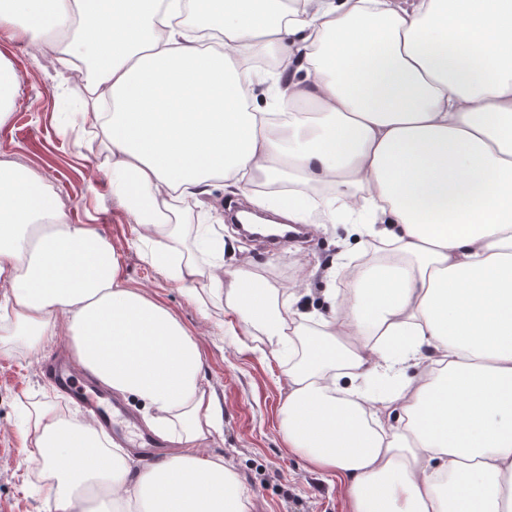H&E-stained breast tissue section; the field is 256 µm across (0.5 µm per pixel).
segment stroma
Wrapping results in <instances>:
<instances>
[{"mask_svg": "<svg viewBox=\"0 0 512 512\" xmlns=\"http://www.w3.org/2000/svg\"><path fill=\"white\" fill-rule=\"evenodd\" d=\"M55 56V44L35 56L11 30L0 31V57L21 76L13 115L0 126V154H8L51 186L72 222L93 225L109 239L127 286L142 289L167 307L197 340L205 381L224 408V427L208 450L223 455L248 489L249 512H351L341 486L324 482L284 439L287 353L274 356L260 350L259 337L225 303L200 304L195 291L168 277L165 263L147 261L153 245L141 238L130 214L111 201L98 142L74 141L75 130L91 128L93 112L85 106L87 93L78 77L59 81ZM228 198L224 182L215 181L210 194L184 216L179 249L190 253L202 270L197 289L208 287L216 267L231 272L247 259L284 300L294 290L302 264L329 263L345 248L361 264L383 256L376 242L349 234L344 224H309L303 247L265 249L225 222ZM199 223L210 224L215 238L224 243L222 252L197 249L193 227ZM46 358L11 336L8 328L0 329V512H53L41 463L24 444V408L51 403L66 416L74 418L78 412L44 378Z\"/></svg>", "mask_w": 512, "mask_h": 512, "instance_id": "obj_1", "label": "stroma"}]
</instances>
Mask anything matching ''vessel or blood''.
<instances>
[{
    "mask_svg": "<svg viewBox=\"0 0 512 512\" xmlns=\"http://www.w3.org/2000/svg\"><path fill=\"white\" fill-rule=\"evenodd\" d=\"M51 378L65 394L77 401L95 422L98 430L124 448L134 449L144 460H152L162 442L142 429L136 413L114 397L64 365L50 371Z\"/></svg>",
    "mask_w": 512,
    "mask_h": 512,
    "instance_id": "obj_1",
    "label": "vessel or blood"
}]
</instances>
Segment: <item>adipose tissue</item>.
<instances>
[{
	"mask_svg": "<svg viewBox=\"0 0 512 512\" xmlns=\"http://www.w3.org/2000/svg\"><path fill=\"white\" fill-rule=\"evenodd\" d=\"M219 35L201 47L179 21ZM53 26L58 64L94 111L111 194L162 253L179 242L172 203L231 181L356 189L350 234L388 259L356 288L300 312L241 265L210 276L272 353L317 341L289 365L282 431L339 481L353 512H512V0H0V28L27 46ZM280 56L265 96L239 59ZM317 109L299 112L297 100ZM142 195H129V186ZM32 348L60 337L76 365L138 400L171 449L141 466L88 421L33 407L26 431L56 512H248L237 474L207 447L222 408L199 346L173 313L128 287L111 242L71 223L34 174L0 162V321ZM415 375L388 399L379 370Z\"/></svg>",
	"mask_w": 512,
	"mask_h": 512,
	"instance_id": "ef3b65f1",
	"label": "adipose tissue"
}]
</instances>
